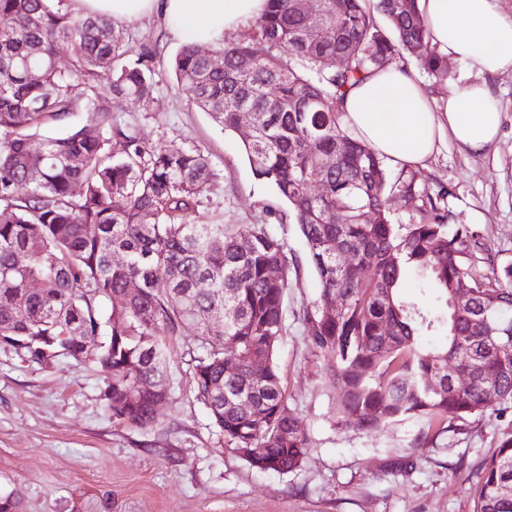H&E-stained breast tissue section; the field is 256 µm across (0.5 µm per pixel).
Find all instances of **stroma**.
Segmentation results:
<instances>
[{"instance_id":"1","label":"stroma","mask_w":512,"mask_h":512,"mask_svg":"<svg viewBox=\"0 0 512 512\" xmlns=\"http://www.w3.org/2000/svg\"><path fill=\"white\" fill-rule=\"evenodd\" d=\"M121 28L130 59L149 52L155 92L113 100V124L146 147L176 143L208 156L214 176L195 208L197 223L271 224L290 255L303 256L297 225L279 223L283 204L254 178L238 135L183 94L171 68L181 43L162 14ZM491 85L502 127L487 154L469 155L448 142L426 168H389L416 184L413 201L395 204L394 217L416 222L424 195L441 194L449 224L470 225L480 235L482 274L512 264V75ZM108 93L102 80L85 88L66 115L42 119L33 146L87 125V98ZM316 293V277L303 269L288 290V329L276 353L288 409L313 443L300 469L260 472L225 447L194 397L183 340L169 347L174 393L150 429L105 410L110 376L100 367L72 359L41 365L0 345V496L13 495L22 512H479L481 465L512 438V404L433 428L415 421L374 433L337 426L335 390L299 318Z\"/></svg>"}]
</instances>
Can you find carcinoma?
<instances>
[{"label":"carcinoma","mask_w":512,"mask_h":512,"mask_svg":"<svg viewBox=\"0 0 512 512\" xmlns=\"http://www.w3.org/2000/svg\"><path fill=\"white\" fill-rule=\"evenodd\" d=\"M417 2L320 0L316 31L297 0H267L237 41L215 44L224 69L191 43L173 64L187 99L224 130L238 132L241 108L257 111L243 151L299 226L318 282L302 310L306 340L336 389L337 423L364 432L480 414L489 372L497 402H512V264L478 274L480 236L466 224L448 231L429 195L424 220L394 223L391 203L414 199L413 179L389 181L385 159L343 122L347 91L396 57L446 72ZM0 19V345L41 364L93 352L112 374V418L150 429L173 393L167 341L182 338L195 398L224 445L265 449L246 459L256 470H297L312 441L288 410L275 361L289 273H299L284 239L269 224L195 223L213 178L208 157L176 144L148 150L109 127L112 98L153 93L148 55L125 61L110 18L74 17L63 0H0ZM62 44L73 53L67 68L57 63ZM337 54L347 56L342 69L327 64ZM103 78L112 97L92 101L91 123L32 150L38 121L64 114L80 85ZM306 101L313 108L297 111ZM111 131L126 150L107 162ZM20 253L29 260L19 266ZM409 272L439 308L401 296ZM460 288L471 299L463 311L454 306ZM217 312L227 313L221 331L205 321ZM432 331L442 342L421 345ZM478 494L480 512H512V439L485 462Z\"/></svg>","instance_id":"obj_1"}]
</instances>
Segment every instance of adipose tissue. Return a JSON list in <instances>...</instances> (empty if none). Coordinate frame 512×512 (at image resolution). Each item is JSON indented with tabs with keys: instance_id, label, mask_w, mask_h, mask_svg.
<instances>
[{
	"instance_id": "adipose-tissue-1",
	"label": "adipose tissue",
	"mask_w": 512,
	"mask_h": 512,
	"mask_svg": "<svg viewBox=\"0 0 512 512\" xmlns=\"http://www.w3.org/2000/svg\"><path fill=\"white\" fill-rule=\"evenodd\" d=\"M86 13L126 22L162 13L171 34L199 45L215 43L264 13L266 0H81ZM429 40L445 57L462 61L476 80L453 81L431 98L422 82L401 68L372 72L342 104L343 121L389 162L426 167L445 141L471 154L497 142L502 115L488 77L512 74V11L503 0H419Z\"/></svg>"
}]
</instances>
